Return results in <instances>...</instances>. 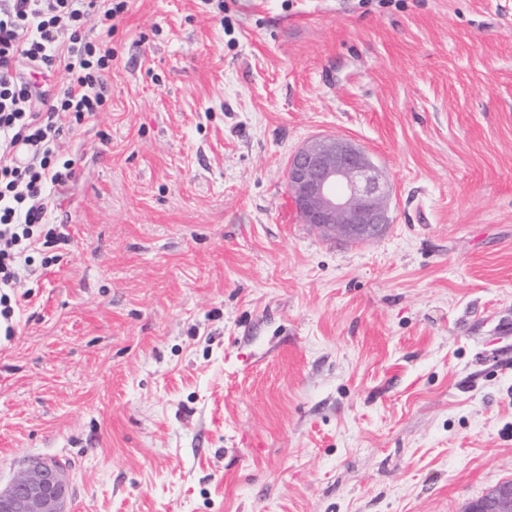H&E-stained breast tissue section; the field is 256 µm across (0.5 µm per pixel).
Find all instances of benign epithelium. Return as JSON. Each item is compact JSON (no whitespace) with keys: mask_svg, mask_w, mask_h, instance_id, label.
I'll return each instance as SVG.
<instances>
[{"mask_svg":"<svg viewBox=\"0 0 512 512\" xmlns=\"http://www.w3.org/2000/svg\"><path fill=\"white\" fill-rule=\"evenodd\" d=\"M287 185L303 222L332 230L341 241H368L391 223L388 179L350 139L320 138L297 151L288 160ZM66 495L62 467L34 459L0 489V512H65ZM468 512H512V481L495 486Z\"/></svg>","mask_w":512,"mask_h":512,"instance_id":"obj_1","label":"benign epithelium"}]
</instances>
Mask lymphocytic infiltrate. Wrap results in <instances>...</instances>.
I'll return each mask as SVG.
<instances>
[{
  "instance_id": "obj_1",
  "label": "lymphocytic infiltrate",
  "mask_w": 512,
  "mask_h": 512,
  "mask_svg": "<svg viewBox=\"0 0 512 512\" xmlns=\"http://www.w3.org/2000/svg\"><path fill=\"white\" fill-rule=\"evenodd\" d=\"M128 0H0V320L13 335L11 295L32 243L56 244L48 191L66 189L73 162L58 141L67 125L104 111L114 21ZM98 28L86 40L85 26ZM31 146L16 162L17 145Z\"/></svg>"
}]
</instances>
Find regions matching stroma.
<instances>
[{
	"label": "stroma",
	"instance_id": "stroma-1",
	"mask_svg": "<svg viewBox=\"0 0 512 512\" xmlns=\"http://www.w3.org/2000/svg\"><path fill=\"white\" fill-rule=\"evenodd\" d=\"M0 334V486L68 512H464L512 480V0H129ZM363 147L391 224L287 223ZM288 190L303 222L360 243L391 224L390 184L356 142L325 137L297 151L287 166ZM67 481L57 463L31 460L0 489V512H65Z\"/></svg>",
	"mask_w": 512,
	"mask_h": 512
}]
</instances>
